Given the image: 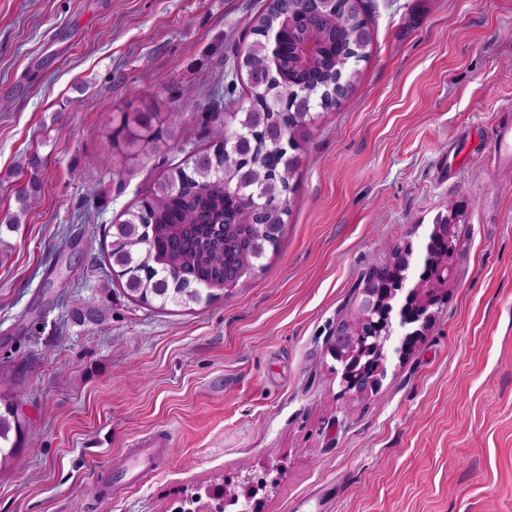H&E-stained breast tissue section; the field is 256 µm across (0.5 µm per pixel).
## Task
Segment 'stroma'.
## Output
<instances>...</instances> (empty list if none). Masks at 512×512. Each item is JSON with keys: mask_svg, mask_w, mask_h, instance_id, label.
I'll return each mask as SVG.
<instances>
[{"mask_svg": "<svg viewBox=\"0 0 512 512\" xmlns=\"http://www.w3.org/2000/svg\"><path fill=\"white\" fill-rule=\"evenodd\" d=\"M267 0H0V381L26 425L0 512H194L195 488L280 469L262 512H512V167L448 149L512 106V0H362L348 95L319 113L265 273L205 306L130 298L113 222L208 139L194 104ZM183 115L184 151L127 160L123 116ZM41 187L18 197L26 161ZM468 205L448 302L377 392L344 395L326 343L362 272ZM156 471L114 468L156 435Z\"/></svg>", "mask_w": 512, "mask_h": 512, "instance_id": "obj_1", "label": "stroma"}]
</instances>
